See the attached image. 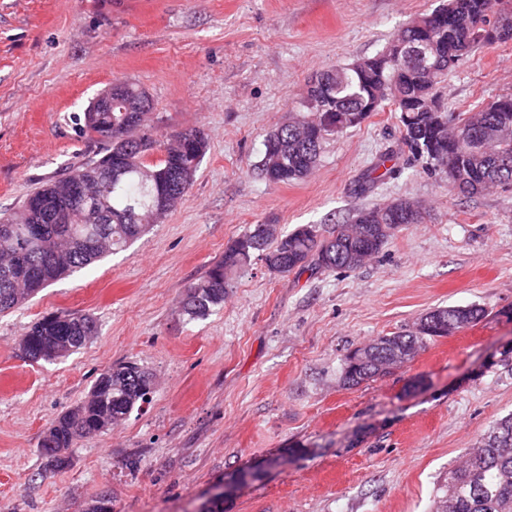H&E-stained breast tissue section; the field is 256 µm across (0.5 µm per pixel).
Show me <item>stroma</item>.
<instances>
[{
	"mask_svg": "<svg viewBox=\"0 0 512 512\" xmlns=\"http://www.w3.org/2000/svg\"><path fill=\"white\" fill-rule=\"evenodd\" d=\"M438 0H0V212L85 162L98 144L74 117L116 81L153 102L157 137L200 129L207 152L179 204L126 250L0 315V512H201L242 469L224 512H429L440 478L512 414V376L484 370L512 341V186L449 193L400 143L383 105L327 137L303 179L265 181L264 140L305 101L309 79L380 52ZM512 94V42L449 73L451 112ZM396 175L358 195L379 155ZM396 199L421 209L360 269L233 275L224 302L189 321L178 300L253 224L322 228ZM477 304V324L405 366L349 387L343 357L413 332L438 306ZM51 312L94 316L79 352L32 363L26 327ZM127 361L153 376L147 403L45 468L39 442Z\"/></svg>",
	"mask_w": 512,
	"mask_h": 512,
	"instance_id": "stroma-1",
	"label": "stroma"
}]
</instances>
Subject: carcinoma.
I'll list each match as a JSON object with an SVG mask.
<instances>
[{"label": "carcinoma", "mask_w": 512, "mask_h": 512, "mask_svg": "<svg viewBox=\"0 0 512 512\" xmlns=\"http://www.w3.org/2000/svg\"><path fill=\"white\" fill-rule=\"evenodd\" d=\"M494 0H446L396 33L372 57L327 68L333 83L310 100L306 111L270 132L258 169L271 183L300 180L316 166L326 137L361 125L385 102L398 113L401 141L426 159L428 172L447 165L448 191L467 198L489 186L512 185V95L448 116L425 110L441 95L448 72L471 51L497 42L487 27ZM131 124L130 112H85L80 129L96 137L99 157L73 166L32 192L22 205L0 217V313L17 308L51 283L120 251L160 222L188 192L201 159L191 139L197 129L177 132L157 144L163 158L145 162L138 148L141 129H151V113ZM78 182H100L103 200L67 211L65 223L49 220L71 196ZM171 204L157 205L171 187ZM394 231L378 225L334 224L323 230L303 224L280 236L265 237L253 224L224 248V257L192 282L181 296L182 314L203 318L224 303L231 277L251 265L283 254L285 272L314 267L324 271L362 267ZM486 310L476 305L436 307L430 325L414 334L379 336L377 344L353 350L366 359L352 375L350 355L343 359V383L353 387L383 376L391 367L387 352L415 355L426 344L481 321ZM96 320L83 313H52L32 323L20 348L32 362H50L81 350L95 335ZM150 374L135 362L102 373L88 397L61 414L39 443L45 466L67 467L66 451L82 438L107 431L148 401ZM434 512H512V414L499 419L448 471Z\"/></svg>", "instance_id": "obj_1"}]
</instances>
